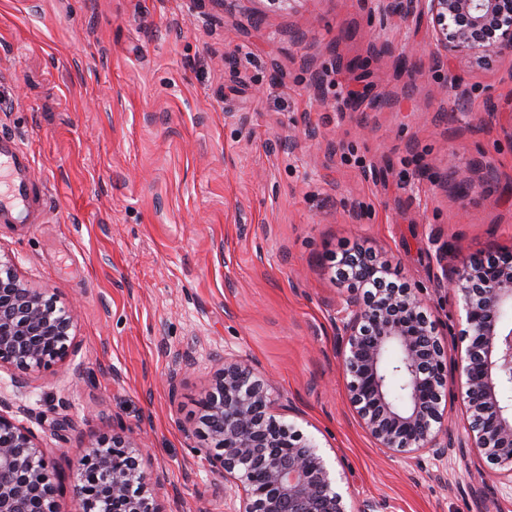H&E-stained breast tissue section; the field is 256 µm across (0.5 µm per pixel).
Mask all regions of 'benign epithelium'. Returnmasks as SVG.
I'll return each mask as SVG.
<instances>
[{
    "label": "benign epithelium",
    "instance_id": "7a95c632",
    "mask_svg": "<svg viewBox=\"0 0 512 512\" xmlns=\"http://www.w3.org/2000/svg\"><path fill=\"white\" fill-rule=\"evenodd\" d=\"M443 60L465 57L489 66L512 54V0H419ZM362 256L357 282L388 272L373 252ZM448 289L460 295L469 339L458 365L473 448L512 484V253L499 260H465L445 268ZM336 336L350 399L378 447L427 453L445 463L454 451L440 436L445 420L448 358L441 333L416 287L381 288L364 295L348 283ZM76 306L58 304L0 260V371L11 374L14 398L0 396V512H55L58 485L34 432L17 420L27 379L77 353L71 330ZM406 381L393 397L392 372ZM270 380L242 357H226L203 402L200 423L212 471L240 501L236 512H348L336 473L318 444L274 409ZM159 476L145 465L141 444L121 434L104 437L80 461L71 485L78 512H165L152 497Z\"/></svg>",
    "mask_w": 512,
    "mask_h": 512
}]
</instances>
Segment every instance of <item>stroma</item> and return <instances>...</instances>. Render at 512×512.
Masks as SVG:
<instances>
[{"label": "stroma", "mask_w": 512, "mask_h": 512, "mask_svg": "<svg viewBox=\"0 0 512 512\" xmlns=\"http://www.w3.org/2000/svg\"><path fill=\"white\" fill-rule=\"evenodd\" d=\"M4 140L42 211L0 221V259L78 304L75 357L23 397L56 512H76L78 463L115 431L143 440L164 512H232L198 427L234 356L337 461L349 512H512L474 449L443 473L375 445L333 326L336 257L373 251L420 288L456 380L465 313L444 268L512 248V56L437 63L418 0L400 18L388 0H0ZM458 172L480 188L459 194ZM178 357L193 366L172 398Z\"/></svg>", "instance_id": "35a3bbf8"}]
</instances>
